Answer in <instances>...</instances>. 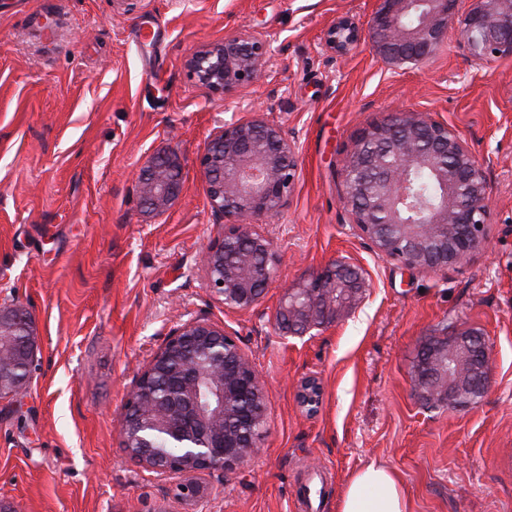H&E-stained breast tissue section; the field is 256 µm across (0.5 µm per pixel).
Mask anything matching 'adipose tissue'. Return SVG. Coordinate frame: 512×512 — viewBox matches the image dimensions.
<instances>
[{
  "label": "adipose tissue",
  "instance_id": "ef3b65f1",
  "mask_svg": "<svg viewBox=\"0 0 512 512\" xmlns=\"http://www.w3.org/2000/svg\"><path fill=\"white\" fill-rule=\"evenodd\" d=\"M340 512H410V502L398 476L388 467L371 462L350 478Z\"/></svg>",
  "mask_w": 512,
  "mask_h": 512
}]
</instances>
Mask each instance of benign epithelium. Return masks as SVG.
Instances as JSON below:
<instances>
[{
  "label": "benign epithelium",
  "instance_id": "7a95c632",
  "mask_svg": "<svg viewBox=\"0 0 512 512\" xmlns=\"http://www.w3.org/2000/svg\"><path fill=\"white\" fill-rule=\"evenodd\" d=\"M458 0H376L369 21L377 53L394 67L420 65L443 42ZM419 13L414 27L404 25L410 10ZM348 19L327 32V42L344 52L359 40ZM461 37L472 57L512 56V0H472ZM268 55L267 42L254 34L226 37L187 61L198 83L227 95L255 82ZM205 191L214 214L233 224L210 242L202 263L224 309L247 311L263 297L279 256L259 223L280 212L294 183V147L281 128L257 117L224 124L207 142L200 159ZM415 167L434 171L443 188L439 202L417 221L412 210L409 173ZM345 203L360 234L378 251L404 267L438 271L463 266L485 248V224L491 211L489 182L483 163L444 122L422 113L402 111L362 130L343 161ZM182 190L181 168L170 155H153L136 178L142 206L163 212ZM368 284L352 268L332 263L315 276L286 289L275 315L284 336H304L336 322L353 309ZM426 360L416 368L417 395L431 406L453 401L448 392V341L421 347ZM34 332L17 309L0 307V395L21 389V372L33 362ZM319 383L307 378L299 399L314 406ZM266 415V389L260 373L237 342L204 319L177 328L137 378L124 406L120 447L137 466L182 478L179 490L196 498L195 475L243 468L259 452ZM162 436L177 457L153 450Z\"/></svg>",
  "mask_w": 512,
  "mask_h": 512
}]
</instances>
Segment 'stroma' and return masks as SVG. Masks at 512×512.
I'll list each match as a JSON object with an SVG mask.
<instances>
[{"instance_id": "35a3bbf8", "label": "stroma", "mask_w": 512, "mask_h": 512, "mask_svg": "<svg viewBox=\"0 0 512 512\" xmlns=\"http://www.w3.org/2000/svg\"><path fill=\"white\" fill-rule=\"evenodd\" d=\"M375 0H0V306L31 319L26 389L0 397V502L13 512H339L370 462L401 478L412 512H512V57L474 60L456 17L426 63L389 67L368 21ZM347 18L360 39L326 44ZM159 30L154 51L138 39ZM267 39L262 77L206 94L187 61L210 43ZM401 110L448 123L485 166L484 250L438 272L379 254L344 202L343 160L366 124ZM258 115L296 146L281 214L259 229L280 263L264 297L226 310L200 264L227 224L213 215L200 156L211 133ZM176 156L180 195L147 211L135 177ZM344 263L368 283L336 323L282 336L284 289ZM224 327L261 374L266 423L244 469L203 472L201 497L143 470L118 420L140 372L183 322ZM476 329L491 346L474 407L434 409L412 366L432 336ZM316 379L319 404L299 401Z\"/></svg>"}]
</instances>
